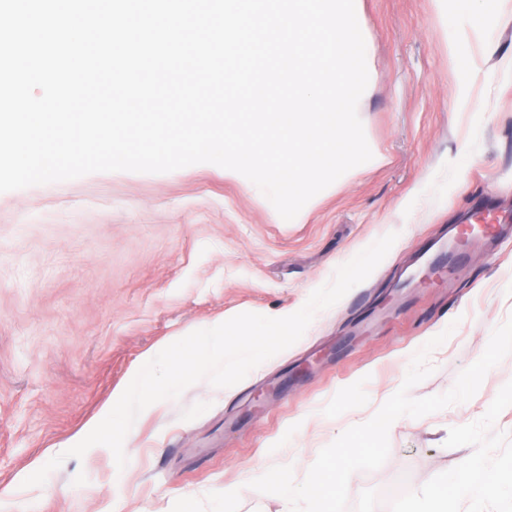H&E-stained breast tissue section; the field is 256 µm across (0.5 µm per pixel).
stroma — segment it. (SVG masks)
<instances>
[{"label": "stroma", "instance_id": "1", "mask_svg": "<svg viewBox=\"0 0 512 512\" xmlns=\"http://www.w3.org/2000/svg\"><path fill=\"white\" fill-rule=\"evenodd\" d=\"M369 82L360 118L378 160L283 220L214 164L101 172L0 193V512H171L319 451L368 421L441 332L442 394L512 317V248L474 250L451 284L408 286L415 251L486 201L512 209V0H361ZM367 280L240 383L202 380L141 418L127 464L94 446L44 485L23 480L83 439L144 356L244 312H296L388 233ZM382 467L354 473L348 512L459 495L460 512H512V489L463 492L468 457L512 467V355L466 402L397 419Z\"/></svg>", "mask_w": 512, "mask_h": 512}]
</instances>
